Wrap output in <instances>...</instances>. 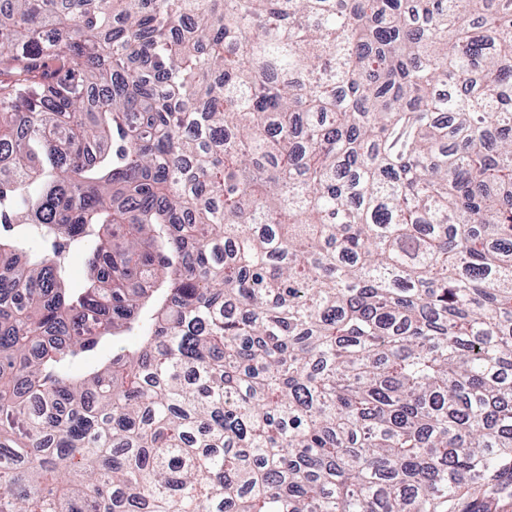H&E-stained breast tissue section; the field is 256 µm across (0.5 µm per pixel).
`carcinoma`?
I'll return each mask as SVG.
<instances>
[{
  "mask_svg": "<svg viewBox=\"0 0 512 512\" xmlns=\"http://www.w3.org/2000/svg\"><path fill=\"white\" fill-rule=\"evenodd\" d=\"M508 496L512 0H0V512ZM84 259L83 246H73L65 252V259L61 264L67 271L66 282L70 288H80L87 279L88 269ZM135 339L133 336H125L124 333H118L114 337V341L112 343H107L101 347L98 352V357L96 358H82L76 360L72 366V372H84L88 370L90 367L95 366L102 359H106L112 356V351H116L118 347L125 346L131 347L133 346Z\"/></svg>",
  "mask_w": 512,
  "mask_h": 512,
  "instance_id": "cac0c4a2",
  "label": "carcinoma"
}]
</instances>
